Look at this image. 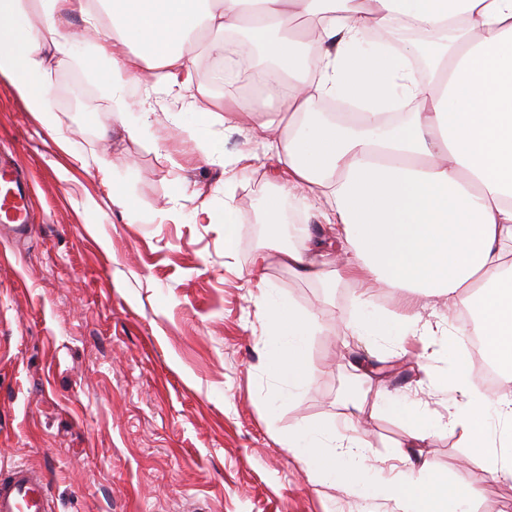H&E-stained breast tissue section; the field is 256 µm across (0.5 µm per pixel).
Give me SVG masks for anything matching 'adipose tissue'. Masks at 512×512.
<instances>
[{"label": "adipose tissue", "instance_id": "adipose-tissue-1", "mask_svg": "<svg viewBox=\"0 0 512 512\" xmlns=\"http://www.w3.org/2000/svg\"><path fill=\"white\" fill-rule=\"evenodd\" d=\"M74 17L90 40L84 64L111 87L112 119L122 125L142 71L155 70L159 85L196 87L192 47L201 32L215 34L216 59L269 62L273 92L229 98L223 113L205 119L264 133L275 161L267 243L251 268L267 359L289 397L312 378L309 344L322 311L274 292L266 274L274 262L326 286L372 280L444 294L453 309L462 289H478V319L448 343L482 337L488 355L512 368V0H0V78L50 131L63 119L51 106L48 53L66 51ZM302 19L310 26L304 36L295 30ZM372 30L377 41L365 44ZM406 30L419 39H403ZM419 55L430 77L411 67ZM336 96L355 103L357 120L319 115L315 101ZM272 109L278 122L267 118ZM290 197L327 224L337 250L307 230L281 242ZM370 305L359 297L347 325L365 343L434 333L417 314H373ZM454 370L449 428L476 449L485 473L512 482V399L489 405L464 357ZM378 405L408 424V451L387 482L371 481L364 465L372 442L357 432L359 405L336 422L299 425L285 446L311 479L388 498L394 512H474L479 484L454 486L410 454L431 439L426 411L389 393Z\"/></svg>", "mask_w": 512, "mask_h": 512}]
</instances>
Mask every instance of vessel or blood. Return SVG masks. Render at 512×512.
<instances>
[{
	"label": "vessel or blood",
	"instance_id": "obj_1",
	"mask_svg": "<svg viewBox=\"0 0 512 512\" xmlns=\"http://www.w3.org/2000/svg\"><path fill=\"white\" fill-rule=\"evenodd\" d=\"M34 202L33 183L0 153V225L11 239L24 237ZM0 512H55L44 476L24 463L0 466Z\"/></svg>",
	"mask_w": 512,
	"mask_h": 512
}]
</instances>
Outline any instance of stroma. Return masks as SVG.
I'll list each match as a JSON object with an SVG mask.
<instances>
[{"mask_svg":"<svg viewBox=\"0 0 512 512\" xmlns=\"http://www.w3.org/2000/svg\"><path fill=\"white\" fill-rule=\"evenodd\" d=\"M72 49L54 55L50 136L0 79V149L30 173L36 206L27 238L0 242V465L25 462L46 476L57 512H393L392 501L349 493L310 479L283 436L301 423L340 419L338 385L364 357L345 325L362 288L327 289L279 265L267 270L278 291L301 306L321 304L312 336L314 376L294 400L282 394L264 355V321L249 275L272 187L259 143L203 112L224 101L209 54L212 33L193 47L198 89L165 86L147 104L152 138L112 125L111 93L82 62L80 25ZM87 92L78 111L69 80ZM110 136H103V128ZM254 153L245 177L225 185L208 156ZM110 163L111 183L81 156ZM136 211L113 207L112 190ZM233 210L242 249L224 250L223 224H201L200 207ZM375 309L416 312L435 323L445 299L371 284ZM386 355L369 385L445 413L452 396L420 371L421 344ZM360 433L373 448L374 480L391 477L406 438L402 419L366 402ZM422 460L454 482L479 481L477 512H512V483L483 473L475 454L445 427Z\"/></svg>","mask_w":512,"mask_h":512,"instance_id":"1","label":"stroma"}]
</instances>
